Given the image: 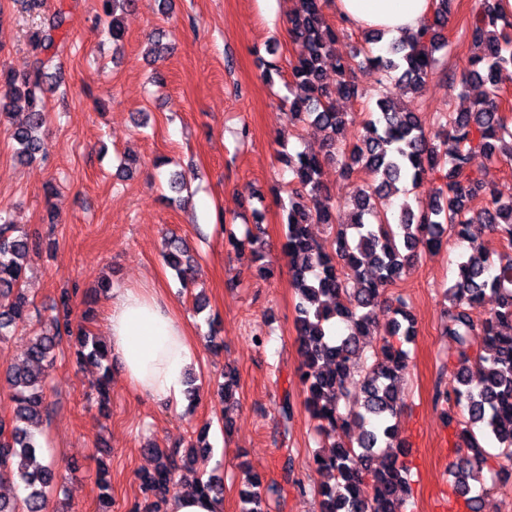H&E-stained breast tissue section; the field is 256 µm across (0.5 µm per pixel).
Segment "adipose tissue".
Instances as JSON below:
<instances>
[{
    "mask_svg": "<svg viewBox=\"0 0 512 512\" xmlns=\"http://www.w3.org/2000/svg\"><path fill=\"white\" fill-rule=\"evenodd\" d=\"M349 27L378 30L386 40L418 33L432 15L434 0H335ZM106 336L129 386L138 395L182 409L186 381L198 359L187 325L157 289L112 287L107 293Z\"/></svg>",
    "mask_w": 512,
    "mask_h": 512,
    "instance_id": "1",
    "label": "adipose tissue"
}]
</instances>
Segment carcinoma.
Segmentation results:
<instances>
[{
  "instance_id": "obj_1",
  "label": "carcinoma",
  "mask_w": 512,
  "mask_h": 512,
  "mask_svg": "<svg viewBox=\"0 0 512 512\" xmlns=\"http://www.w3.org/2000/svg\"><path fill=\"white\" fill-rule=\"evenodd\" d=\"M98 22L106 25L113 44L122 41V14L137 0H99ZM302 13L289 19L288 33L295 45L291 86L295 97L288 116L302 124L313 123L326 133L324 155L298 152L292 165L293 187L288 195L287 233L284 249L291 260L299 294L296 329L302 357L300 381L306 388L305 404L318 429L335 449L316 462L325 477L318 494L323 512H401L408 490L407 469L399 455L373 465L376 449L398 439L396 420L401 400V381L407 355L390 344L388 337L414 334L404 300L397 299L394 317L383 329L382 344L363 355L361 338L378 334L375 308L386 289L400 280L425 252L442 248L452 234L459 242L485 232L498 235L512 249V201L497 199L494 191L469 172L477 152L490 160L512 157V128L502 115L499 72L512 67V19L502 16L498 0H481L470 27L472 43L481 52L471 60L467 80L484 87V99L467 112H442L439 119L445 139L437 144L427 137L417 113L406 111L381 95L377 110L364 121L365 135L351 147L339 146L336 135L348 114L336 111V94L355 98L362 94L357 72L377 70L414 93L434 74L435 53L447 47L444 29L455 0H437L431 22L413 42L390 43L385 51L374 46L384 34L364 35L363 45L345 59L336 55V26L327 22V0H301ZM68 14L58 10L44 19L31 35L33 63L25 72L0 69L3 107L26 113L23 123L10 131L19 159L32 161L45 150L46 105L39 92L55 75L47 73L57 54L56 33L65 30ZM336 65V84L323 81L328 62ZM453 141V150L446 148ZM340 159V174L349 179L363 171L372 183L359 190L350 218L336 219V203L324 191L323 162ZM444 172L443 186L418 209L399 204V215H383V201L407 195L429 173ZM486 203L474 209L478 197ZM311 224L335 228L334 249L327 253L312 237ZM9 211L0 207V341L26 324L31 301L24 283L28 262L40 250V242L15 233ZM165 261L183 283L192 276V256L183 241L167 242ZM496 297L497 308L481 323L472 312L487 294ZM449 306L443 333L456 344L459 368L452 384L437 392L448 405L447 420L455 428L461 456L452 471L455 495L472 506L473 483H482L486 470L494 471L495 485L512 484V335L500 328L512 325V255L479 251L458 264L457 280L445 290ZM49 328L34 333L25 357L8 370L13 390V414L0 418V485L17 481L22 505L0 494V512H49V492L58 482L54 463L41 464L42 446L29 423L46 407L43 379L54 361L55 348L65 337H76L77 358L101 362L104 345L89 337L72 319V295L64 292L54 305ZM360 428L356 442L348 427ZM156 457L153 471L138 474L144 491L167 500L177 486L180 463L205 459L208 446L180 454L177 448H151ZM242 512H264L261 481L248 478Z\"/></svg>"
}]
</instances>
